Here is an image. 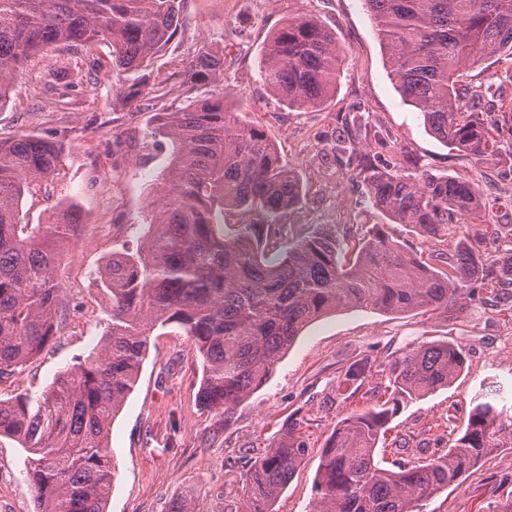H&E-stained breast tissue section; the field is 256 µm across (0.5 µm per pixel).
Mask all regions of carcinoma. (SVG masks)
Returning <instances> with one entry per match:
<instances>
[{"label": "carcinoma", "mask_w": 512, "mask_h": 512, "mask_svg": "<svg viewBox=\"0 0 512 512\" xmlns=\"http://www.w3.org/2000/svg\"><path fill=\"white\" fill-rule=\"evenodd\" d=\"M187 0H0V108L9 84L33 54L61 44L112 46V63L128 74L127 106L143 93L145 64L174 37ZM403 101L419 111L441 143L478 160L497 145L484 93L463 103L458 82L493 56L512 59V0H365ZM344 67L336 33L309 17L284 20L260 65L268 91L289 108L319 107L336 91ZM224 55L202 47L189 79L219 82ZM169 161L152 200L145 239L112 255L102 273L111 296L99 354L60 371L34 398L0 399V436L29 453L33 512H106L112 485L108 444L112 420L133 390L156 326L175 323L201 358L199 398L229 413L260 388L280 354L309 323L346 307L385 313H464L475 285L512 282V257L496 264L469 239L455 261L438 269L375 224L347 262V238L321 225L291 243L281 216L302 201L294 171L265 130L233 112L224 91L169 112L158 128ZM58 149L32 137L0 140V377L41 352L57 329L60 288L54 277L63 248L80 229V213L64 207L51 224H22L31 185L57 166ZM354 177L371 204L425 241L448 225L481 216L470 181L429 171L382 166L371 159ZM233 232L224 233L226 224ZM465 368L457 343H428L387 364L385 399L337 423L320 458L313 512H420L422 502L451 486L512 429L494 395L470 401L464 432L424 463L379 459V441L403 404L452 385ZM365 368L351 364L340 384L359 390ZM308 454L300 423L248 469L243 512L273 504Z\"/></svg>", "instance_id": "carcinoma-1"}]
</instances>
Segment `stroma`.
I'll return each instance as SVG.
<instances>
[{"instance_id": "obj_1", "label": "stroma", "mask_w": 512, "mask_h": 512, "mask_svg": "<svg viewBox=\"0 0 512 512\" xmlns=\"http://www.w3.org/2000/svg\"><path fill=\"white\" fill-rule=\"evenodd\" d=\"M309 15L336 34L345 56L337 89L323 106L288 109L265 87L261 51L287 18ZM224 53V94L233 111L258 123L275 142L302 186L299 207L282 221L297 238L316 225H334L358 241L375 224L424 255L453 256L463 236L486 238L497 255L512 254V145L499 143L478 161L450 149L425 129L391 80L390 63L364 0H188L172 41L151 61L149 93L129 107L112 101L125 76L112 67L106 44L51 47L32 55L0 108V140L33 136L55 142L60 158L48 179L22 199L25 224H47L60 203H78L82 224L54 271L61 286L58 330L36 357L0 378V399L33 396L51 386L68 365L97 354L111 302L98 276L114 252L135 248L149 221L147 205L160 185L170 152L156 135L158 119L210 88L190 82L187 63L202 46ZM482 74L466 72V85L484 84L495 109L512 108L505 58H490ZM388 139L379 146L363 125ZM359 155L395 166L472 181L485 211L448 227L447 237L424 242L389 223L366 196L362 182L336 162L338 139ZM431 341L462 345L463 374L448 388L406 405L393 418L383 446L389 460H426L447 449L463 430L471 397L500 386L512 407V287L485 281L467 311L450 319L434 312L381 313L348 307L306 327L273 365L266 383L229 414L204 408L198 398L202 369L193 340L174 323L157 328L134 390L111 425L115 465L106 512H170L189 497L196 512H240L249 466L262 457L291 420H299L309 456L274 504L275 512H312L314 477L322 448L338 421L375 402L386 384L389 360ZM366 360L363 390L347 401L336 385L347 367ZM27 453L0 437V512H33ZM423 512H512V444L496 449L463 483L426 501Z\"/></svg>"}]
</instances>
